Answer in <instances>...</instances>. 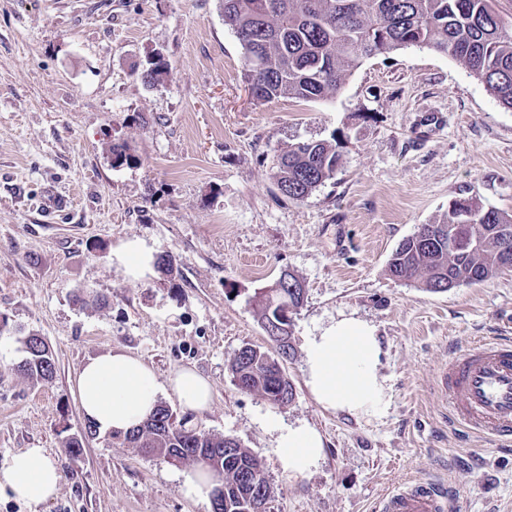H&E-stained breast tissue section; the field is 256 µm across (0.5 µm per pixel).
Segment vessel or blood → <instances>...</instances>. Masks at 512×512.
<instances>
[{
    "label": "vessel or blood",
    "mask_w": 512,
    "mask_h": 512,
    "mask_svg": "<svg viewBox=\"0 0 512 512\" xmlns=\"http://www.w3.org/2000/svg\"><path fill=\"white\" fill-rule=\"evenodd\" d=\"M451 414L461 426L512 441V341L493 339L453 356L440 375ZM447 487L414 480L387 493L380 512H447Z\"/></svg>",
    "instance_id": "vessel-or-blood-1"
}]
</instances>
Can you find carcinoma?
Listing matches in <instances>:
<instances>
[{"label": "carcinoma", "instance_id": "obj_1", "mask_svg": "<svg viewBox=\"0 0 512 512\" xmlns=\"http://www.w3.org/2000/svg\"><path fill=\"white\" fill-rule=\"evenodd\" d=\"M224 25L238 38L245 55L244 79L254 101L276 98L327 99L335 95L366 58L407 47H426L465 65L508 108L512 109V33L503 30L491 0H220ZM340 162L336 146L323 140L289 145L273 160L281 194L303 200L333 178ZM464 217L448 211L428 240L412 235L398 245L389 263L400 281H422L439 291L442 284L459 287L484 282L504 270L497 226H512V215L486 207L472 218L480 249L463 241L451 251L448 238L459 235ZM302 305L288 288L256 295L260 321L277 318L285 304ZM27 357L19 365L31 379L48 382L56 364L45 342L26 336ZM289 353L272 355L251 345L238 350L231 365L236 385L258 393L275 405L293 399L288 376L277 364ZM112 443L140 448L172 464L207 468L216 451L224 457V507L221 512H253L269 502L272 488L260 460L239 441L188 428L164 405L137 430L112 434Z\"/></svg>", "mask_w": 512, "mask_h": 512}]
</instances>
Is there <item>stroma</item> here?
I'll list each match as a JSON object with an SVG mask.
<instances>
[{"label":"stroma","mask_w":512,"mask_h":512,"mask_svg":"<svg viewBox=\"0 0 512 512\" xmlns=\"http://www.w3.org/2000/svg\"><path fill=\"white\" fill-rule=\"evenodd\" d=\"M157 52L170 73L149 88L134 69ZM244 69L219 0H0V462L44 448L64 469L38 510L1 497L0 512H212L182 493L179 466L86 436L72 380L113 349L162 381L183 367L209 379L212 405L189 424L261 461L269 512H375L413 479L452 486L449 512H512V448L458 426L437 387L452 354L512 339V271L440 293L388 271L455 200L512 213V109L428 48L365 59L328 100L255 103ZM428 112L444 124L416 134ZM304 140L341 160L293 201L272 159ZM114 142L131 162L113 163ZM56 195L66 206L44 209ZM130 240L172 255L173 275L128 277L112 251ZM285 271L306 298L282 363L295 397L278 406L240 390L230 365L246 344L273 351L255 295ZM343 314L377 330L383 413L325 409L305 384L306 339ZM29 335L55 357L50 382L18 370ZM303 424L324 454L291 477L278 429Z\"/></svg>","instance_id":"35a3bbf8"}]
</instances>
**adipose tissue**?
I'll return each mask as SVG.
<instances>
[{
	"instance_id": "ef3b65f1",
	"label": "adipose tissue",
	"mask_w": 512,
	"mask_h": 512,
	"mask_svg": "<svg viewBox=\"0 0 512 512\" xmlns=\"http://www.w3.org/2000/svg\"><path fill=\"white\" fill-rule=\"evenodd\" d=\"M382 346L374 326L340 316L305 343V383L324 408L359 416L376 414L389 402L390 387L380 370ZM75 393L82 413L102 431H128L146 421L170 387L184 409L206 410L209 383L189 368L160 383L142 359L110 351L89 360L77 373ZM277 446L284 470L299 476L315 467L323 440L310 426L280 429ZM62 480L57 462L43 448H26L0 463V496L37 507L56 495Z\"/></svg>"
}]
</instances>
